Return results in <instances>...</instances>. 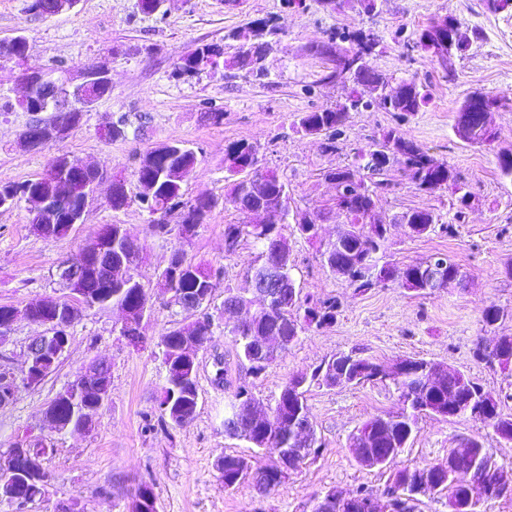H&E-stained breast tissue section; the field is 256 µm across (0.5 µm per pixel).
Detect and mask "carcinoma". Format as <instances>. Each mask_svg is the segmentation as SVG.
I'll return each instance as SVG.
<instances>
[{"instance_id":"cac0c4a2","label":"carcinoma","mask_w":512,"mask_h":512,"mask_svg":"<svg viewBox=\"0 0 512 512\" xmlns=\"http://www.w3.org/2000/svg\"><path fill=\"white\" fill-rule=\"evenodd\" d=\"M257 31L264 32L266 40L277 42L280 39L279 28L270 18H258L232 30L227 39L238 42L242 37ZM460 22L451 18L443 23L442 30H437L436 22H431L414 32V36L404 41L408 50L419 49L435 59V48L439 45L446 47L448 57L461 56L470 44L465 35H457ZM366 30L359 28L353 31H332L315 53L329 59L332 53L338 52L353 61L360 62L359 75L348 78L341 84L345 91L344 98L335 107L322 111L302 112L293 121L296 129L307 135L321 136L326 140V148L338 149L336 142L344 134V128L353 112H367L372 106V100L367 98L372 84H382L387 87L386 96L392 98L386 111L393 114L395 119L402 120L413 112L419 111L430 99L425 86L413 77L400 80L395 86H390L388 79L375 70L371 59L376 53L382 52V41H377V52H366L363 37ZM224 68L243 72L249 76H267L265 66L246 69L240 61L238 53L224 57ZM260 144L241 139L233 141L224 148V168L234 180L229 184L224 204L240 211L257 214L261 207L272 206L282 212L281 223L274 230L266 231L261 224H226L224 225V255L230 256L238 252L244 242L250 240L256 246V253L244 272V281L257 280L269 269L274 261L283 263L285 271L294 269V259L288 237L284 235L285 224L290 216V200L288 181L273 170L261 167V159L251 152V148ZM156 162L153 170H141V174H151L158 179L161 207L149 211L153 215L148 224V231L156 237L171 234L191 243L197 228L204 223L207 212L212 207L197 216L194 224L181 222L172 224L170 218L187 208H193L199 199L184 197L183 182L173 178L175 171L181 168L193 167L197 164L196 152L181 141H168L153 147ZM394 164L401 166L404 177L417 191L435 193L450 190L456 195L457 211L455 216L462 218L464 209L468 207V196L458 185L457 174L445 162L432 158L414 142L406 139L396 128H391L379 139H374L356 149L354 160L325 173L326 179L334 184L340 201L344 204L343 211L348 218V235L346 241L338 249H325L321 252L322 262L336 277L358 293H365L373 288L395 284L416 296L429 295L418 278L422 261L399 264L384 260L392 227L400 224L407 228L409 235L420 237L430 233H448L449 225L443 221L440 214L432 210H408L387 223H364L360 217L379 206L382 196L389 188L387 173ZM259 175L265 180L267 193L255 198L244 191V184L250 175ZM31 190L49 192L54 185L45 180L35 178L20 183L0 184V192L17 190L21 187ZM34 233L46 240L61 238L70 231L69 226L59 230L44 231L39 228L37 218L29 217ZM142 256L139 250L132 252L115 246L112 248V262L123 260L137 267ZM445 263L446 284L448 287L462 285L465 275L460 266L447 254L437 252L428 256ZM171 268L179 271L177 280L171 282L172 287L185 295L195 294V290L204 288L213 290L218 287L220 270L187 259L185 250L178 248L170 257ZM169 268V269H171ZM169 269L163 267L154 274V280L165 279ZM93 288L104 290L112 295V303L124 304L136 301L138 291L144 288L140 280H134L130 286L112 283L106 277V270L91 280ZM340 314V303L334 296H314L307 294L294 305L273 304L262 307L257 311L251 325L242 331L229 330L233 337L236 355L242 362L249 365L253 374L259 375L273 363V360L251 353L248 337L260 335H278L285 338L288 345L296 343L300 336L313 331L328 328L336 323ZM507 317L505 311L496 305H490L482 313L483 326L497 327ZM196 335L201 340L211 341L214 336V322L210 313L198 309L194 318L179 326L167 329L158 342L161 349L162 362L166 371L165 383L158 402V417L164 424L182 427L194 420L198 407L197 366L181 361L179 353L181 341L186 335ZM512 352V336L500 338L495 349L491 350L482 343L476 344L473 357L491 366L497 364L502 370L512 368V363L500 359L502 351ZM420 374L415 379L404 378L394 384L399 393L402 408L396 412L376 415L366 420L352 434V438L368 434L374 436L373 448H379L384 454L397 458L417 429L419 419L423 417H448L441 413V405L448 401L452 394L467 406L470 402L490 403L496 412L489 416H479L476 421L491 427L502 439L512 441V417L499 412L501 398L499 395L484 388L468 374H458L448 377L431 378L426 371L429 361L418 359ZM381 365L362 348H354L350 352L334 354L336 372L346 374L353 386H363L374 382V371ZM301 381L292 383L287 380L282 386L274 404L270 406L272 419L253 423H243L248 429L247 442L261 452L274 453L278 448L290 447V437L294 426L301 421H311L310 409L307 404V393L311 388L332 390L336 388L335 377L322 370V364H317L309 370L300 373ZM238 456L224 455V472L221 481L229 489L246 481L247 476L239 475L235 467ZM382 470H388L383 466ZM390 471V470H388ZM410 471L404 467L390 471L382 493L396 500L394 512H416V502L419 496L412 495V490L401 486L398 476ZM429 493L443 496L447 500L449 512H458V503L463 494L462 479L453 480L444 475L440 477L438 488L430 489ZM39 497V487L36 483L21 477L18 482V498L10 500L16 512H24L26 505Z\"/></svg>"}]
</instances>
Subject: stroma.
<instances>
[{
  "instance_id": "35a3bbf8",
  "label": "stroma",
  "mask_w": 512,
  "mask_h": 512,
  "mask_svg": "<svg viewBox=\"0 0 512 512\" xmlns=\"http://www.w3.org/2000/svg\"><path fill=\"white\" fill-rule=\"evenodd\" d=\"M28 4L29 0H0V41L25 31L30 41L28 67L47 73L105 65L112 77V95L86 112L66 138L24 152L17 146L18 135L39 115L8 110V102L22 92L19 68L0 60V183L39 177L66 154L122 172L133 190L140 156L158 143L179 140L198 157L183 183L186 197L207 193L221 200L227 186L224 146L247 139L261 144L263 166L287 179L292 209L328 210L323 226L328 240L346 218L334 205V186L326 171L346 165L354 148L395 126L406 139L454 168L469 195V206L463 218H456L450 192L424 194L414 190L399 170L390 172L393 188L376 210V220L387 222L410 209H431L451 229L411 237L403 226H396L387 260L409 263L440 251L466 273L463 286L426 297L394 285L356 293L323 266L318 244L292 237L297 286L311 295L339 298L342 312L335 326L301 336L258 375L238 360L232 338L224 332V290L242 287L243 269L254 252L247 242L236 255L225 256L224 227L249 223L250 214L219 203L184 247L172 236H150L149 215L139 204L112 210L104 185L83 223L55 240L31 231L25 203L0 210V306L65 298L67 291L56 276L58 266L104 224L128 229L142 252L136 270L142 282L151 281L180 247L192 261L222 272L208 306L215 336L197 356L199 401L188 425L171 427L158 420L156 405L165 370L157 342L167 328L185 319L184 312L159 295L151 298L144 348L134 350L122 340L118 310H84L56 369L41 383L21 387L13 402L0 407L1 453L18 434L40 431L47 404L84 365L103 359L111 366V390L95 432L52 434L45 465L53 480L45 496L25 512H56L58 503L71 498L78 500L81 512H127L145 481L153 485L158 512H311L313 499L331 489L382 490L386 473L359 466L349 438L370 417L399 409V396L391 385L311 389L307 398L319 454L266 496L257 495L246 481L225 488L217 469L227 454L255 458L262 466L275 461L270 454L255 455L247 441L225 435L224 415L238 387H247L263 403H273L289 377L355 346L382 361L413 357L447 363L502 394V411L512 414V371L489 369L472 357L476 340H493L482 330L487 306L508 311L499 331L512 335V277L507 274L512 268V179L499 169L501 153L512 151V112L491 115L497 133L491 143L472 145L455 133L456 114L472 93L512 94V9L492 13L484 0H376L375 10L367 13L358 0H339L336 11L328 13L316 0H308L302 12L286 10L283 0H239L232 10L222 0H171L166 13L147 15L138 0H80L71 14L37 16L29 12ZM445 16L480 31L479 39L457 58L451 80L426 53L406 51L396 41L397 33H412ZM262 17L276 19L285 32L282 43L266 57L269 79L254 80L235 71L203 74L190 81L171 78L174 62L190 45L219 42L226 52H233L229 31ZM356 28L372 30L383 40L384 49L373 61L377 71L395 82L416 78L428 87L430 100L401 123L380 108L352 113L340 149L331 153L324 150L322 138L297 133L293 120L298 113L341 101L343 90L323 80L328 60L312 47L330 31ZM218 108L224 112L223 125L202 122V113ZM118 120L126 124V138L104 139L102 126ZM468 438L483 442L499 464L512 468V443L499 439L492 428L436 417L419 421L395 465L445 460Z\"/></svg>"
}]
</instances>
